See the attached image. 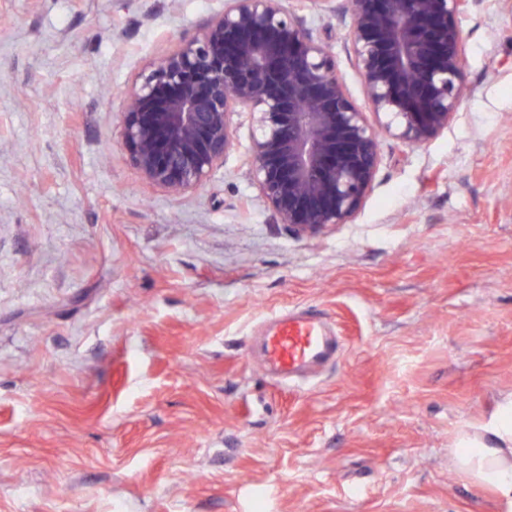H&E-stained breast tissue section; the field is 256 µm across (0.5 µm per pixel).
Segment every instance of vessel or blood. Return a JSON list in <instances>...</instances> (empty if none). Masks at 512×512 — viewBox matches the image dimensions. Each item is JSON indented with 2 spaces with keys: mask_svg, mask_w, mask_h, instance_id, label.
<instances>
[{
  "mask_svg": "<svg viewBox=\"0 0 512 512\" xmlns=\"http://www.w3.org/2000/svg\"><path fill=\"white\" fill-rule=\"evenodd\" d=\"M339 349L327 320L308 312L279 318L265 331L261 345L268 368L288 378L328 364Z\"/></svg>",
  "mask_w": 512,
  "mask_h": 512,
  "instance_id": "1",
  "label": "vessel or blood"
}]
</instances>
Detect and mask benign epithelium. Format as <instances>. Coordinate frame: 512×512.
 <instances>
[{"mask_svg": "<svg viewBox=\"0 0 512 512\" xmlns=\"http://www.w3.org/2000/svg\"><path fill=\"white\" fill-rule=\"evenodd\" d=\"M469 0H350L349 33L382 129L420 146L461 99L459 18ZM253 116L250 171L280 223L303 235L345 224L379 161L370 125L336 62L290 0H227L199 33L148 61L125 92L123 140L147 183L181 195L224 165L231 117Z\"/></svg>", "mask_w": 512, "mask_h": 512, "instance_id": "1", "label": "benign epithelium"}]
</instances>
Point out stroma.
I'll use <instances>...</instances> for the list:
<instances>
[{
    "label": "stroma",
    "instance_id": "obj_1",
    "mask_svg": "<svg viewBox=\"0 0 512 512\" xmlns=\"http://www.w3.org/2000/svg\"><path fill=\"white\" fill-rule=\"evenodd\" d=\"M225 0H0V512H498L455 465L512 394V0H470L464 94L379 136L360 210L299 235L250 175L142 180L124 93ZM369 124L348 0L297 6ZM307 308L343 347L288 385L247 349Z\"/></svg>",
    "mask_w": 512,
    "mask_h": 512
}]
</instances>
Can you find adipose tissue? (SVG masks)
Returning a JSON list of instances; mask_svg holds the SVG:
<instances>
[{"instance_id":"1","label":"adipose tissue","mask_w":512,"mask_h":512,"mask_svg":"<svg viewBox=\"0 0 512 512\" xmlns=\"http://www.w3.org/2000/svg\"><path fill=\"white\" fill-rule=\"evenodd\" d=\"M454 458L473 484L494 491L501 512H512V396L477 431L459 437Z\"/></svg>"}]
</instances>
